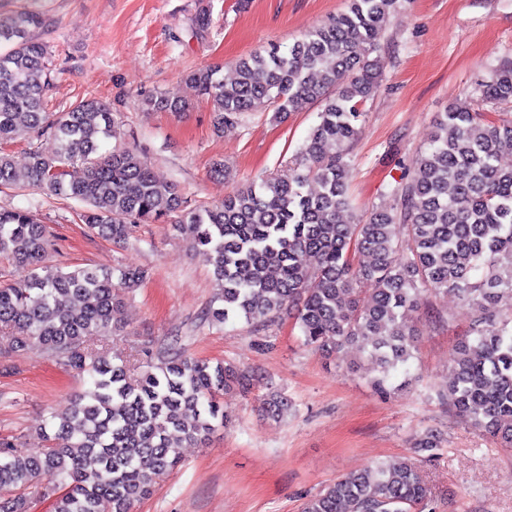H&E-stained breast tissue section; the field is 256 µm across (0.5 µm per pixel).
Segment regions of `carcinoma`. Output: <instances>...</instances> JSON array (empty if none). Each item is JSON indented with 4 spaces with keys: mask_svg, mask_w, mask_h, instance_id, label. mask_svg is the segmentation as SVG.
Returning <instances> with one entry per match:
<instances>
[{
    "mask_svg": "<svg viewBox=\"0 0 512 512\" xmlns=\"http://www.w3.org/2000/svg\"><path fill=\"white\" fill-rule=\"evenodd\" d=\"M399 4L348 0L288 50L273 45L240 59L230 78L216 68L191 71L218 131L247 112L285 115L320 104L291 178L268 176L192 209L174 184L155 178L105 102L89 96L66 112L43 110L50 51L36 32L50 20L33 8L0 16V143L24 132L39 138L23 168L0 151V188L76 200L82 223L113 242L126 240L133 224L177 215L219 289L208 319L260 322L293 304L306 345L328 356L362 347L380 387L412 357L405 317L433 293L455 295L471 309L472 326L448 364L445 397L512 448V168L496 164L500 148L512 146V120L449 109L389 204L356 224L340 219L349 206L347 150L361 132L360 106L382 76L377 38ZM481 95L512 101V67L497 69ZM145 105L186 110L170 95ZM396 226L408 233L403 243ZM48 253L47 228L32 211L0 210V255L31 268L25 281L0 288V339L58 359L89 388L69 413L51 416L48 447L0 438V512H29L34 495L55 497L53 512H132L176 467L175 449L210 435L223 392L247 378L174 347L132 377L96 341L112 332L120 289L148 271H64ZM262 406L277 419L288 400L272 392ZM430 504L419 466L402 460L336 480L303 512H433Z\"/></svg>",
    "mask_w": 512,
    "mask_h": 512,
    "instance_id": "cac0c4a2",
    "label": "carcinoma"
}]
</instances>
